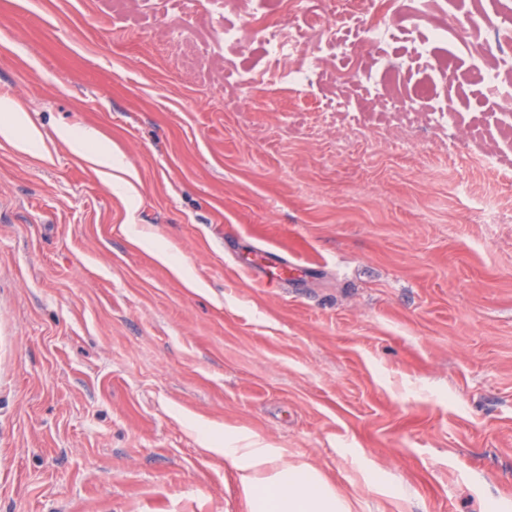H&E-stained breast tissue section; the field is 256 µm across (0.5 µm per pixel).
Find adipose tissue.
I'll list each match as a JSON object with an SVG mask.
<instances>
[{"label":"adipose tissue","instance_id":"adipose-tissue-1","mask_svg":"<svg viewBox=\"0 0 512 512\" xmlns=\"http://www.w3.org/2000/svg\"><path fill=\"white\" fill-rule=\"evenodd\" d=\"M222 453L236 468L250 512H345L335 489L317 471L288 463L282 449L228 435Z\"/></svg>","mask_w":512,"mask_h":512}]
</instances>
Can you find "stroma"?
Wrapping results in <instances>:
<instances>
[{
    "label": "stroma",
    "mask_w": 512,
    "mask_h": 512,
    "mask_svg": "<svg viewBox=\"0 0 512 512\" xmlns=\"http://www.w3.org/2000/svg\"><path fill=\"white\" fill-rule=\"evenodd\" d=\"M479 13L425 7L444 127L357 77L385 57L425 79L405 38L282 61L324 72L298 87L244 4L0 0V118L42 133L0 140V512H249L228 430L350 512H512V129L455 80L500 52ZM228 24L240 42L202 53ZM259 248L289 260L274 285ZM11 117L0 122V139L11 144L15 149L26 152L42 138L41 131L25 113L11 112Z\"/></svg>",
    "instance_id": "obj_1"
}]
</instances>
